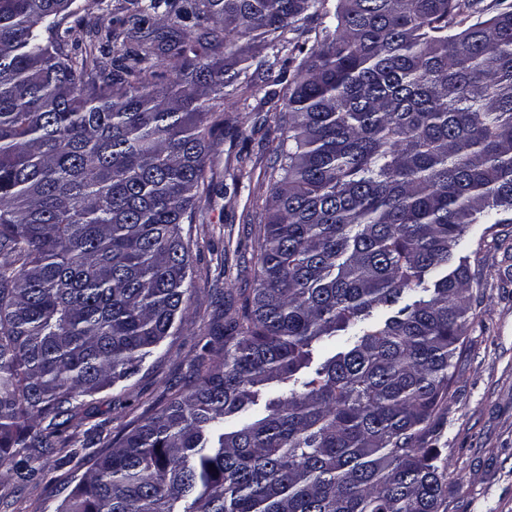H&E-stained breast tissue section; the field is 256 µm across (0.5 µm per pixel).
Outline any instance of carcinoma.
Instances as JSON below:
<instances>
[{
	"label": "carcinoma",
	"mask_w": 512,
	"mask_h": 512,
	"mask_svg": "<svg viewBox=\"0 0 512 512\" xmlns=\"http://www.w3.org/2000/svg\"><path fill=\"white\" fill-rule=\"evenodd\" d=\"M75 2L0 0V478L100 442L91 428L78 449L66 430L186 310L221 100L252 86L228 63L237 42L315 18L241 316L163 408L80 455L60 512H440L426 443L471 309L455 247L470 224L512 223V11L132 0L133 28L161 7L168 23L136 46L112 30L106 72L94 45L64 49L82 41ZM271 389L264 413L224 429Z\"/></svg>",
	"instance_id": "cac0c4a2"
}]
</instances>
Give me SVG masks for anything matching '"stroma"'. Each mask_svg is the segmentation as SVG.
<instances>
[{"label":"stroma","instance_id":"obj_1","mask_svg":"<svg viewBox=\"0 0 512 512\" xmlns=\"http://www.w3.org/2000/svg\"><path fill=\"white\" fill-rule=\"evenodd\" d=\"M318 29L316 21H302L279 36V85L257 77L255 60L243 63L253 88L224 100V134L209 155L214 190L202 197L192 230V297L183 320L136 375L88 398L82 423L70 427L76 437L99 423L118 434L164 406L188 382L215 317L240 313L253 286L257 216L271 196L272 150L284 131L290 76L317 47ZM456 254L466 260L473 302L428 445L445 466L447 512H512V223L470 225ZM36 467L31 481L0 489V512H56L86 470L77 459L60 464L55 453L42 455Z\"/></svg>","mask_w":512,"mask_h":512}]
</instances>
